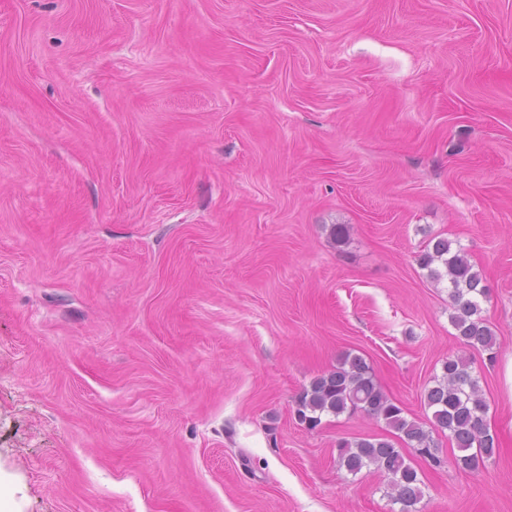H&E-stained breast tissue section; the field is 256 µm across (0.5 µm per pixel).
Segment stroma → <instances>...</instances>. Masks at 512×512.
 Masks as SVG:
<instances>
[{
  "mask_svg": "<svg viewBox=\"0 0 512 512\" xmlns=\"http://www.w3.org/2000/svg\"><path fill=\"white\" fill-rule=\"evenodd\" d=\"M439 238L500 453L404 449L416 509L512 512V0H0V512H399L294 398L348 352L430 427ZM435 262L442 264L448 278L449 298L454 310L451 322L457 331L456 339L465 348L489 352V360L493 359L495 338L481 315L480 298H486L488 288L482 284L480 271L475 269L465 251L452 250L451 242L444 238L437 239L431 249L419 256L420 266L428 269L433 279L441 280L444 275L432 267Z\"/></svg>",
  "mask_w": 512,
  "mask_h": 512,
  "instance_id": "35a3bbf8",
  "label": "stroma"
}]
</instances>
